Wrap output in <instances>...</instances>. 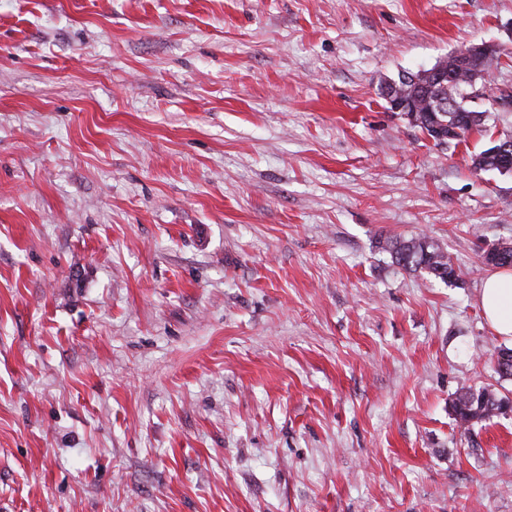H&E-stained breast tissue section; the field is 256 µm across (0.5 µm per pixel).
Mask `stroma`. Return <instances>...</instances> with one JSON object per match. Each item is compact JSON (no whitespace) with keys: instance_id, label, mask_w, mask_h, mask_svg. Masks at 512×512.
Here are the masks:
<instances>
[{"instance_id":"1","label":"stroma","mask_w":512,"mask_h":512,"mask_svg":"<svg viewBox=\"0 0 512 512\" xmlns=\"http://www.w3.org/2000/svg\"><path fill=\"white\" fill-rule=\"evenodd\" d=\"M489 40L512 0H0V512H512V411L452 413L512 398V110L379 94ZM430 74L435 77V81L433 85L429 89V96L431 105L429 106V112H434L436 120L429 118L427 113L429 112H419V104L413 100L406 98L399 89L398 83L389 82L380 87V94L386 100L389 105L390 111L393 112H402L410 122L413 124L416 123V126L420 128V130L426 134L429 138H431L435 145H447L449 142L453 140L449 139H459L462 135V132L458 128L452 129L448 133V138H440V135L437 131V126L442 127L443 122H447V126H457L459 124H464L466 121V117L469 113L459 114V112H468L464 109L465 103L467 101H474V99H481L484 101L485 105H488L489 108L479 111L472 112L477 114H483L484 112L487 117L489 112H499L501 110V100L502 94L499 98H490L489 93L486 92L485 96L477 95L476 93H463L462 102L459 103L457 100L448 99V95L446 96L443 92V88L445 87L444 81L448 79V67L446 63H440L435 66ZM419 112L418 116L417 113ZM439 112H444L443 114ZM417 117V119H416ZM382 249L391 255L393 263L410 272L424 271L434 279L448 283L459 277L448 251L438 241L428 237L410 239L386 238ZM480 304L494 332L512 340V271L498 270L485 278ZM505 399L508 400L487 388L461 391L452 404L457 426L467 431L475 423L503 414L509 403Z\"/></svg>"}]
</instances>
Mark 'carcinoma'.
Masks as SVG:
<instances>
[{"mask_svg":"<svg viewBox=\"0 0 512 512\" xmlns=\"http://www.w3.org/2000/svg\"><path fill=\"white\" fill-rule=\"evenodd\" d=\"M466 116L457 112L435 113L431 119L425 112L417 116V127L431 138L435 145L449 143L440 137L437 128L442 123L452 126L465 123ZM473 165L483 171L499 169L501 159L483 150L472 158ZM382 249L391 255L393 263L410 272H425L435 279L448 283L459 277L458 268L453 264L448 251L438 241L428 237H412L410 239L387 238ZM497 373L506 378L512 377V349L502 348L497 352ZM508 406L504 397L497 392L484 388L474 391H461L452 404L457 426L465 431L474 424L503 413Z\"/></svg>","mask_w":512,"mask_h":512,"instance_id":"obj_1","label":"carcinoma"}]
</instances>
